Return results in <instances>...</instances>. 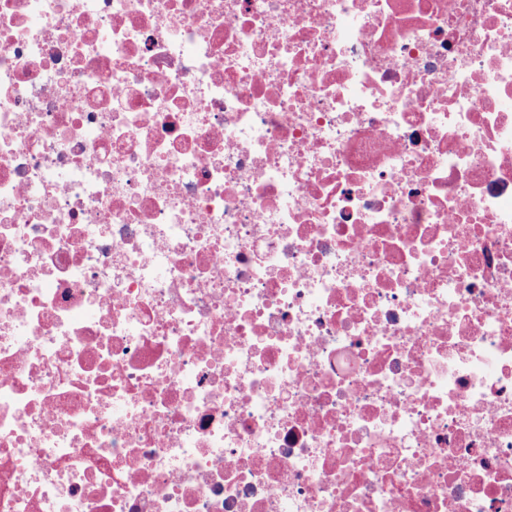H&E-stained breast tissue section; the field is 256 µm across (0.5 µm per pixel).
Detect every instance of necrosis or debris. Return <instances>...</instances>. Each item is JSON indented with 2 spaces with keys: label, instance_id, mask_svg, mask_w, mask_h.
Segmentation results:
<instances>
[{
  "label": "necrosis or debris",
  "instance_id": "4bbe7bcc",
  "mask_svg": "<svg viewBox=\"0 0 512 512\" xmlns=\"http://www.w3.org/2000/svg\"><path fill=\"white\" fill-rule=\"evenodd\" d=\"M0 512H512V0H0Z\"/></svg>",
  "mask_w": 512,
  "mask_h": 512
}]
</instances>
